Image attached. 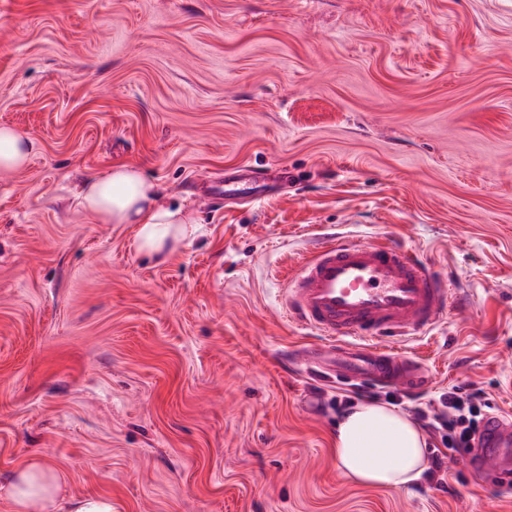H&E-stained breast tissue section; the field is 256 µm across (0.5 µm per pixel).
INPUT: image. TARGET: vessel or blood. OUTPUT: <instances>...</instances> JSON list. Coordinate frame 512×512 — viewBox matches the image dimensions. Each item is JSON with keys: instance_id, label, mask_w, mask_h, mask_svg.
Instances as JSON below:
<instances>
[{"instance_id": "vessel-or-blood-1", "label": "vessel or blood", "mask_w": 512, "mask_h": 512, "mask_svg": "<svg viewBox=\"0 0 512 512\" xmlns=\"http://www.w3.org/2000/svg\"><path fill=\"white\" fill-rule=\"evenodd\" d=\"M258 179L224 178V193L258 198ZM452 304L446 276L419 251L395 239L330 238L299 264L284 294L293 322L316 331L331 352L329 376L410 387L419 370L394 349L399 338L428 332ZM481 470L512 482V418L491 419L477 458Z\"/></svg>"}]
</instances>
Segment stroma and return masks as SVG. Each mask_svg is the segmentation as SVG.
I'll list each match as a JSON object with an SVG mask.
<instances>
[{
    "mask_svg": "<svg viewBox=\"0 0 512 512\" xmlns=\"http://www.w3.org/2000/svg\"><path fill=\"white\" fill-rule=\"evenodd\" d=\"M0 483L26 457L114 512H512L461 453L446 490L336 464L348 407L512 414V0H0ZM125 164L197 221L156 257L86 213ZM253 171L273 196L206 199ZM397 238L465 305L399 350L415 389L283 363L281 292L324 235ZM33 149V142L21 132L10 126H0V172L23 169Z\"/></svg>",
    "mask_w": 512,
    "mask_h": 512,
    "instance_id": "obj_1",
    "label": "stroma"
}]
</instances>
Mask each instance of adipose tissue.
Returning a JSON list of instances; mask_svg holds the SVG:
<instances>
[{"instance_id": "obj_1", "label": "adipose tissue", "mask_w": 512, "mask_h": 512, "mask_svg": "<svg viewBox=\"0 0 512 512\" xmlns=\"http://www.w3.org/2000/svg\"><path fill=\"white\" fill-rule=\"evenodd\" d=\"M33 142L13 127L0 126V172L23 169ZM159 189L139 168L115 165L86 178L81 207L104 224H133L141 250L164 255L188 232L182 209L159 204ZM335 456L340 471L354 482L401 489L420 480L426 468V438L411 417L386 404H361L336 427ZM46 460L25 459L0 484V497L14 512H112V500L72 496Z\"/></svg>"}]
</instances>
